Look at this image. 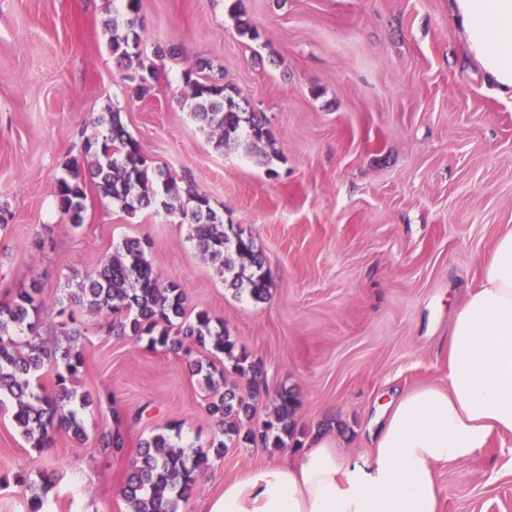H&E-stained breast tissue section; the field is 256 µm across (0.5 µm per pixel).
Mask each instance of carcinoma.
Returning <instances> with one entry per match:
<instances>
[{
    "label": "carcinoma",
    "mask_w": 512,
    "mask_h": 512,
    "mask_svg": "<svg viewBox=\"0 0 512 512\" xmlns=\"http://www.w3.org/2000/svg\"><path fill=\"white\" fill-rule=\"evenodd\" d=\"M121 2L125 31L119 32L115 17L107 23L109 49L126 69V79L134 83L136 96L145 98L156 90L158 65H147L143 59L142 38L135 30L140 0ZM232 14L240 35L258 38L239 5L232 6ZM203 70L205 66L200 65L185 73L184 97L201 129L214 139L215 149L232 146L246 155L258 152L266 158L276 154L271 132L258 114L237 102L228 86L202 76ZM91 124L94 133L85 140L82 154L66 163V176L55 184L58 207L69 223L79 227L84 221L86 169L98 195L132 218L151 207L169 214L180 211L190 223V239L199 254L224 284L256 301L266 299L269 281L265 259L254 239L241 228L224 224V217L212 208L209 197L192 185L181 188L167 172L149 168L120 112H100ZM145 246L136 238L123 240L92 271L74 273L63 298L48 301L41 284L34 281L0 302V405L5 398L11 401L14 423L34 448L50 446L60 432L81 444L87 440L78 410L93 405L101 396L79 393L71 387L84 366L83 333L70 326L76 309L90 316L104 315L109 318L110 330L138 341L145 338L152 348L159 346L189 359L191 372L201 378L210 393L205 410L224 439H215L205 448L183 447L178 444L181 425L173 423L140 442L120 488L127 512H178L179 502L192 495L197 476L209 466L210 455L222 456L227 444L301 448L295 420L298 400L290 390L277 393L261 427L247 426L255 404L267 397L260 387L262 364L237 348L224 331L223 321L209 311L187 312L181 285L162 280L147 258ZM44 326L53 328L65 343L46 345L40 333ZM187 339L232 362L234 372L248 379V397L226 386L224 371L214 361L191 359ZM47 362L55 369L50 391L39 383ZM99 445L109 456L125 452L126 436L119 413H113V427L100 437Z\"/></svg>",
    "instance_id": "obj_1"
}]
</instances>
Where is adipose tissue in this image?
Segmentation results:
<instances>
[{"label":"adipose tissue","mask_w":512,"mask_h":512,"mask_svg":"<svg viewBox=\"0 0 512 512\" xmlns=\"http://www.w3.org/2000/svg\"><path fill=\"white\" fill-rule=\"evenodd\" d=\"M470 58L512 95V0H448ZM448 385L414 389L370 427L372 452L344 455L336 433L312 434L295 459L226 480L200 512H442L439 467L512 434V230L438 345Z\"/></svg>","instance_id":"ef3b65f1"}]
</instances>
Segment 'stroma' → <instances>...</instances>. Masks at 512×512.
<instances>
[{
	"label": "stroma",
	"instance_id": "obj_1",
	"mask_svg": "<svg viewBox=\"0 0 512 512\" xmlns=\"http://www.w3.org/2000/svg\"><path fill=\"white\" fill-rule=\"evenodd\" d=\"M240 2L260 37H241ZM113 0H0V300L40 282L55 300L72 270H89L125 238L181 285L191 311L223 320L263 365L268 393L298 400L304 433L331 427L346 454L369 453L363 429L396 392L439 385L436 345L484 256L512 229V97L469 61L448 0H141L145 56L175 48L153 96H134L112 58ZM260 112L279 157L216 151L182 104L199 60ZM120 112L150 166L206 194L262 250L270 294L226 288L188 239L180 214L129 217L89 192L73 228L54 185L80 155L93 115ZM82 316L75 387L103 394L81 418L85 443L56 435L30 447L0 410V512H28L26 488L56 474L51 512H126L119 494L139 442L169 423L183 440L217 435L207 393L186 360L107 333ZM126 450L101 452L113 413ZM232 445L212 458L178 512L225 480L293 456ZM443 512H512V435L438 470Z\"/></svg>",
	"mask_w": 512,
	"mask_h": 512
}]
</instances>
